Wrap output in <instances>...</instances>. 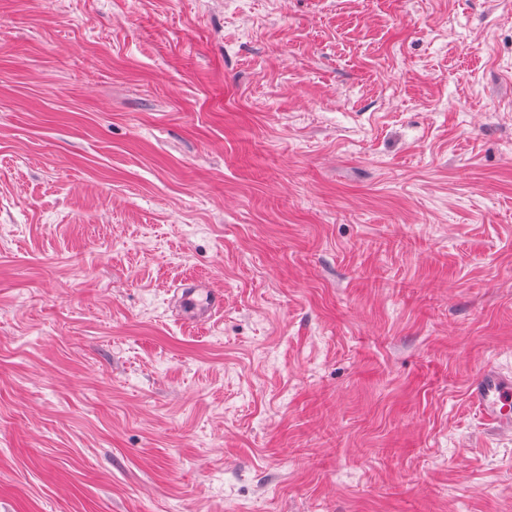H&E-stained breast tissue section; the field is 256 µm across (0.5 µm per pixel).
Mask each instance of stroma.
<instances>
[{"label": "stroma", "instance_id": "stroma-1", "mask_svg": "<svg viewBox=\"0 0 512 512\" xmlns=\"http://www.w3.org/2000/svg\"><path fill=\"white\" fill-rule=\"evenodd\" d=\"M489 364L512 0H0V512H512ZM468 396L483 420L494 431L512 430V375L489 368L468 387Z\"/></svg>", "mask_w": 512, "mask_h": 512}]
</instances>
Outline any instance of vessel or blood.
Segmentation results:
<instances>
[{
  "label": "vessel or blood",
  "instance_id": "1",
  "mask_svg": "<svg viewBox=\"0 0 512 512\" xmlns=\"http://www.w3.org/2000/svg\"><path fill=\"white\" fill-rule=\"evenodd\" d=\"M468 396L484 425L495 432L512 430V375L487 369L468 387Z\"/></svg>",
  "mask_w": 512,
  "mask_h": 512
}]
</instances>
